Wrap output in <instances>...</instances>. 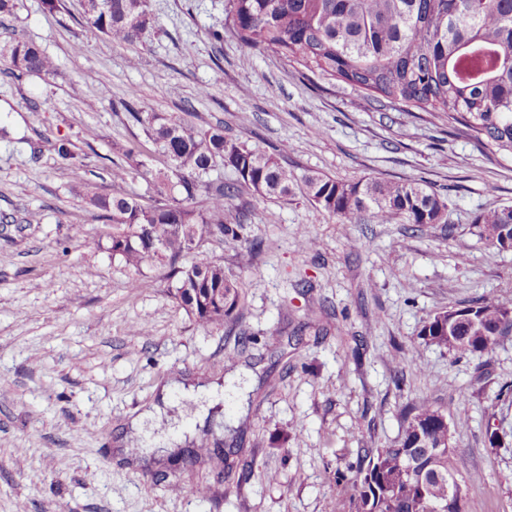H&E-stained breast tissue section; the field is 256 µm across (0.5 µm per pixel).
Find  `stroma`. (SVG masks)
<instances>
[{
  "label": "stroma",
  "mask_w": 512,
  "mask_h": 512,
  "mask_svg": "<svg viewBox=\"0 0 512 512\" xmlns=\"http://www.w3.org/2000/svg\"><path fill=\"white\" fill-rule=\"evenodd\" d=\"M148 5L153 23L130 44L87 26L80 0H16L0 15L1 42L35 43L57 64L0 79V512H334L356 493L365 449L398 438L407 404L461 395L453 442L462 473L479 476L467 512H512V334L474 357L421 336L443 308L512 302V251L490 253L469 231L490 203L512 205V157L248 49L224 34L226 0ZM128 100L282 148L300 178L425 180L447 197L448 223H349L299 187L242 191L226 221L246 211L260 249L212 237L197 256L221 261L245 304L199 325L165 267L137 274L84 244L107 228L75 187L147 202L151 172L168 166ZM62 139L81 165H61ZM134 142L139 157L124 159ZM119 160L129 175L116 184ZM141 321L149 335L132 333ZM218 440L223 468L173 464Z\"/></svg>",
  "instance_id": "1"
}]
</instances>
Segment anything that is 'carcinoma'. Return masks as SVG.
I'll use <instances>...</instances> for the list:
<instances>
[{"label": "carcinoma", "mask_w": 512, "mask_h": 512, "mask_svg": "<svg viewBox=\"0 0 512 512\" xmlns=\"http://www.w3.org/2000/svg\"><path fill=\"white\" fill-rule=\"evenodd\" d=\"M86 22L114 43H131L152 22L146 0H82ZM224 33L258 50L331 80L369 92L393 107H416L461 126L488 151L512 156V0H227ZM0 73L48 75L54 60L38 45L0 44ZM149 140L170 166L152 175L157 199L144 205L132 196L103 194L85 182L78 195L112 227L109 250L130 269L169 266L175 299L198 323H219L244 304L242 289L224 264L187 255L209 237L241 238L245 218L224 223L231 202L247 189L266 198H286L297 181L274 153L229 140L221 127L199 129L177 113L134 111ZM236 175L229 183L204 180L216 162ZM305 195L319 213L375 224L448 223L447 199L415 180L340 181L313 174ZM205 196L202 206L198 196ZM512 231V205L479 212L471 234L492 252ZM474 321L454 329L451 311ZM512 331V304L477 300L433 314L422 330L427 343L456 355H483ZM466 418L465 399L444 409L422 398L407 409L400 437L365 455L356 470L357 495L336 500L335 512H444L439 498L447 483L459 484L450 512H466L468 486L448 438L444 419Z\"/></svg>", "instance_id": "carcinoma-1"}]
</instances>
